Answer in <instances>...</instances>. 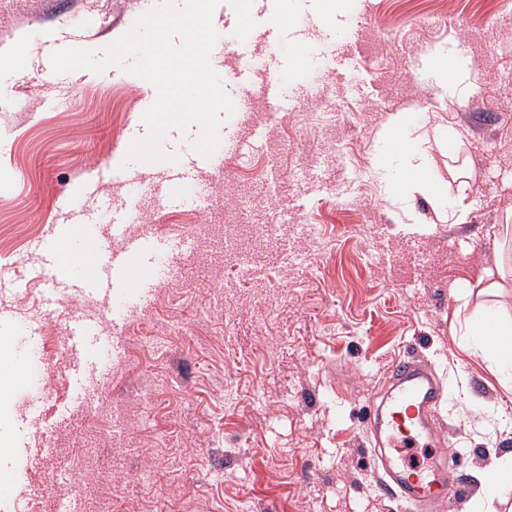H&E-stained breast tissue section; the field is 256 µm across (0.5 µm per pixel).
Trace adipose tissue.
<instances>
[{
	"label": "adipose tissue",
	"instance_id": "ef3b65f1",
	"mask_svg": "<svg viewBox=\"0 0 512 512\" xmlns=\"http://www.w3.org/2000/svg\"><path fill=\"white\" fill-rule=\"evenodd\" d=\"M471 297L468 290L459 297V307L466 312L462 348L470 355L494 360L502 386L512 394V317L505 315L490 300L475 312H468ZM491 473L493 488L479 499L476 512H497L498 504L512 496V456L494 459Z\"/></svg>",
	"mask_w": 512,
	"mask_h": 512
}]
</instances>
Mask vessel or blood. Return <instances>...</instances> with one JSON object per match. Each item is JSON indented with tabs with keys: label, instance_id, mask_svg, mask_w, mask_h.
Returning a JSON list of instances; mask_svg holds the SVG:
<instances>
[{
	"label": "vessel or blood",
	"instance_id": "obj_1",
	"mask_svg": "<svg viewBox=\"0 0 512 512\" xmlns=\"http://www.w3.org/2000/svg\"><path fill=\"white\" fill-rule=\"evenodd\" d=\"M288 31L305 49L312 42L324 40L322 32L293 28L291 19L281 16L276 32L281 35ZM262 92L279 108L300 99L298 89L281 69L270 71ZM219 136L222 152L193 158L181 154L166 162L162 178L150 183L160 204L204 202V195L191 192L198 184V170L222 172L223 152L232 151L241 138L240 132L229 129L221 130ZM116 237L123 240L118 249L112 246ZM52 238L53 246L38 249L51 290L50 307H57L66 294L78 293L87 299L99 296L109 316L105 326L83 316L70 317L61 340L72 378L68 405L78 409L108 378L113 361L121 357L125 348L123 324L149 303L154 288L179 273L185 248L178 239L130 233L124 213L98 223L78 204L71 210L69 223L53 227ZM85 256L94 261V272L89 276L81 270ZM442 394L443 385L436 375L418 361L406 358L388 368L382 401L375 408L378 487L400 494L423 512H434L452 487L447 471L436 462L443 442L430 420Z\"/></svg>",
	"mask_w": 512,
	"mask_h": 512
}]
</instances>
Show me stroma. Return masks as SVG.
Segmentation results:
<instances>
[{"mask_svg": "<svg viewBox=\"0 0 512 512\" xmlns=\"http://www.w3.org/2000/svg\"><path fill=\"white\" fill-rule=\"evenodd\" d=\"M160 2L0 0V50L27 46L25 73L0 71V366L43 349L39 373L0 406V467L28 463L0 512H54L62 488L87 512H417L377 490L370 462L366 412L402 357L443 381L434 422L465 492L442 512H471L490 456L512 454L506 394L454 330L457 296L495 269L512 225V0H346L326 18L321 0H266L246 47L217 49L216 65L277 53L306 96L273 117L245 101L225 118L262 134L223 173L202 172L204 204L143 197L138 226L203 242L127 321L123 358L83 413L51 428L68 393L66 317L44 307L35 246L71 196L123 203L124 178L94 174L125 159L157 92L117 66L49 89L39 75L57 50L102 52ZM283 11L348 48L360 87L329 49H273L264 32ZM453 46L474 77L451 98L428 61ZM392 112L409 115L463 223L374 176ZM273 167L297 171L284 191L262 176ZM275 218L270 240L259 227Z\"/></svg>", "mask_w": 512, "mask_h": 512, "instance_id": "1", "label": "stroma"}]
</instances>
